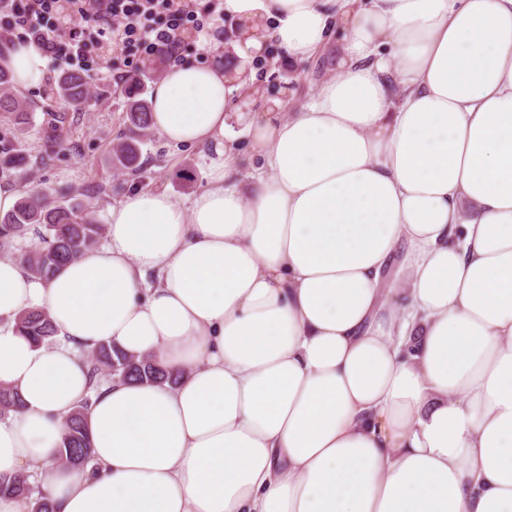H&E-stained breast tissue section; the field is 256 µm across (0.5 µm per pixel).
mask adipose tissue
Returning a JSON list of instances; mask_svg holds the SVG:
<instances>
[{
	"label": "adipose tissue",
	"instance_id": "1",
	"mask_svg": "<svg viewBox=\"0 0 512 512\" xmlns=\"http://www.w3.org/2000/svg\"><path fill=\"white\" fill-rule=\"evenodd\" d=\"M224 11L238 83L189 63L151 95L154 130L207 148L205 187L131 191L108 245L48 280L0 251V385L23 400L0 477L39 466L55 512H512V0ZM269 40L293 63L331 49L333 75L244 115L241 144L229 95ZM0 67L22 92L47 76L31 46ZM31 308L53 344L17 329ZM102 344L177 383L90 389ZM85 400L92 461L67 468ZM89 401L77 406L65 419L61 435L58 462L76 469L84 468L91 462L92 440L87 427Z\"/></svg>",
	"mask_w": 512,
	"mask_h": 512
}]
</instances>
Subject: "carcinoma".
I'll list each match as a JSON object with an SVG mask.
<instances>
[{
  "instance_id": "1",
  "label": "carcinoma",
  "mask_w": 512,
  "mask_h": 512,
  "mask_svg": "<svg viewBox=\"0 0 512 512\" xmlns=\"http://www.w3.org/2000/svg\"><path fill=\"white\" fill-rule=\"evenodd\" d=\"M10 73L0 69V112L14 115L13 139L24 134L29 123V113L36 106L12 89ZM127 118L130 124L149 128L150 105L145 94L143 73L128 78ZM87 94V81L77 74H64L57 80L55 97L66 102H80ZM141 152L134 141H123L113 148V161L132 172L141 169ZM30 163L23 150L5 145L0 139V175L18 176L26 181ZM39 226V242L21 252L26 269L42 279H49L66 263L78 258L86 250L98 246L104 236V226L95 213L84 206L70 189L63 188L42 193L29 188L14 209L0 215V239L7 243L23 240L32 227ZM16 326L38 344L54 342L56 329L49 315L41 310L27 309L16 318ZM92 389L99 388L105 380L118 378L140 382H175L148 358H136L116 347L101 345L87 355ZM22 407L18 391L0 386V414ZM87 407L84 402L65 419L61 435L58 462L76 469L91 462L92 440L87 427ZM9 494L26 499L28 512H53V505L43 488L33 487L24 475L0 479V495Z\"/></svg>"
}]
</instances>
